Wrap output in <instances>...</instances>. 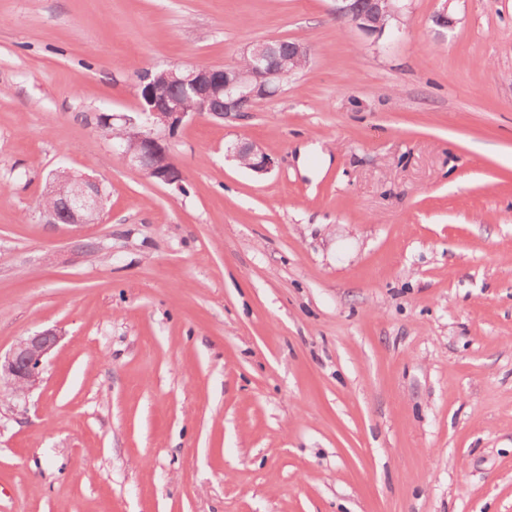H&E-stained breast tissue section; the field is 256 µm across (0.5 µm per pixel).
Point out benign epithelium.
<instances>
[{
	"instance_id": "1",
	"label": "benign epithelium",
	"mask_w": 512,
	"mask_h": 512,
	"mask_svg": "<svg viewBox=\"0 0 512 512\" xmlns=\"http://www.w3.org/2000/svg\"><path fill=\"white\" fill-rule=\"evenodd\" d=\"M336 16L369 34L382 33L398 19L403 0H370L362 9L356 0H335ZM287 45L288 60L309 59L308 46L297 40L272 39L252 43L240 62L222 66L170 65L165 70L166 85L157 89L143 82L137 84L135 115L117 119L138 133V144L131 148L122 143L115 151L122 160L149 179L165 185H181L184 174L172 158L166 135L185 122L209 115L237 120L253 111L261 101L274 97L289 72L278 63L277 48ZM234 157L246 161L256 174H266L274 166L273 158L260 146L244 143L235 148ZM49 194L54 204L47 208L51 224H91L103 206L100 184L88 176H70L67 183L53 185ZM60 333L45 329L20 339L0 356V383L7 384L14 395L25 396L40 383L43 360L58 345Z\"/></svg>"
}]
</instances>
